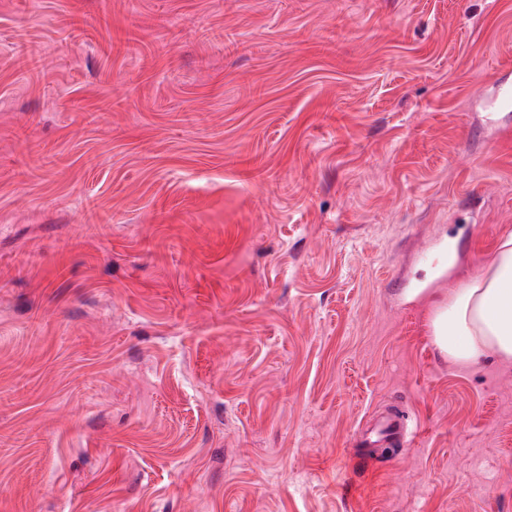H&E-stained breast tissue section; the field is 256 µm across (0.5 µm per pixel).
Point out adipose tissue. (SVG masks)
<instances>
[{
  "label": "adipose tissue",
  "mask_w": 512,
  "mask_h": 512,
  "mask_svg": "<svg viewBox=\"0 0 512 512\" xmlns=\"http://www.w3.org/2000/svg\"><path fill=\"white\" fill-rule=\"evenodd\" d=\"M427 326L434 346L453 365L512 362V228L500 233L478 273L433 303Z\"/></svg>",
  "instance_id": "obj_1"
}]
</instances>
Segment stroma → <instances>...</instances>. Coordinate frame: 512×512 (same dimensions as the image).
I'll list each match as a JSON object with an SVG mask.
<instances>
[{
  "instance_id": "35a3bbf8",
  "label": "stroma",
  "mask_w": 512,
  "mask_h": 512,
  "mask_svg": "<svg viewBox=\"0 0 512 512\" xmlns=\"http://www.w3.org/2000/svg\"><path fill=\"white\" fill-rule=\"evenodd\" d=\"M505 78L512 0H0V512H512V362L426 324ZM415 429L410 427L408 416L398 406H391L381 415L376 424L359 433L361 448H399L409 442Z\"/></svg>"
}]
</instances>
